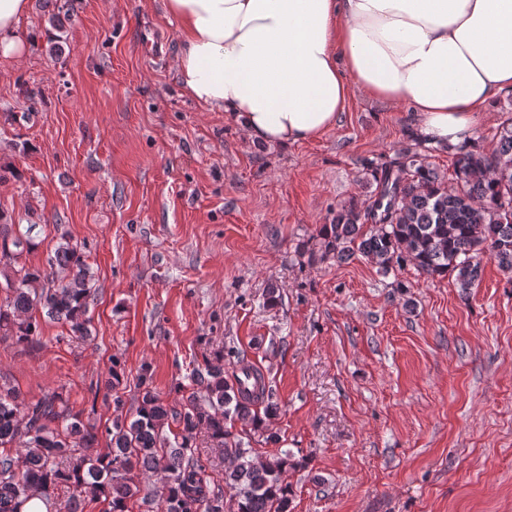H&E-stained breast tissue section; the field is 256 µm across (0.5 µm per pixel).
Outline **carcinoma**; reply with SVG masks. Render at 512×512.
<instances>
[{"label": "carcinoma", "instance_id": "carcinoma-1", "mask_svg": "<svg viewBox=\"0 0 512 512\" xmlns=\"http://www.w3.org/2000/svg\"><path fill=\"white\" fill-rule=\"evenodd\" d=\"M456 185L450 186L417 152L370 169L375 193L361 204L336 209L320 229L321 257L346 260L361 254L387 272L412 262L427 277L451 275L462 292L480 279L481 257L512 273V120L489 150L460 147L454 154ZM37 225L14 233L0 211V332L29 342L38 334L36 314L62 322L76 338L92 337L89 306L94 273L80 246L62 236L47 268L20 264L35 246ZM238 373L207 364L189 375L193 391L178 404L153 386L149 369L137 378L138 406L129 419L105 428L107 451L94 452L98 430L85 424L58 393L27 402L0 388V512H22L30 493L51 499L56 487L73 490L64 512H84L86 500L107 504L106 512H130L142 491L139 476H163L160 512H288L290 487L284 475L299 466L288 452L262 456L232 431L239 421L266 434L276 410L272 386L262 371L231 349ZM123 367L112 360L105 388L114 410ZM176 428H171V424ZM205 431L224 449V498L219 479L195 455L196 436Z\"/></svg>", "mask_w": 512, "mask_h": 512}]
</instances>
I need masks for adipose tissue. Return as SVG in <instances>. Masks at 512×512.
<instances>
[{
	"mask_svg": "<svg viewBox=\"0 0 512 512\" xmlns=\"http://www.w3.org/2000/svg\"><path fill=\"white\" fill-rule=\"evenodd\" d=\"M179 23L183 93L245 142L288 145L335 126L350 87L409 105L421 136H464L512 90V0H164ZM29 0H0V55L22 59Z\"/></svg>",
	"mask_w": 512,
	"mask_h": 512,
	"instance_id": "adipose-tissue-1",
	"label": "adipose tissue"
}]
</instances>
